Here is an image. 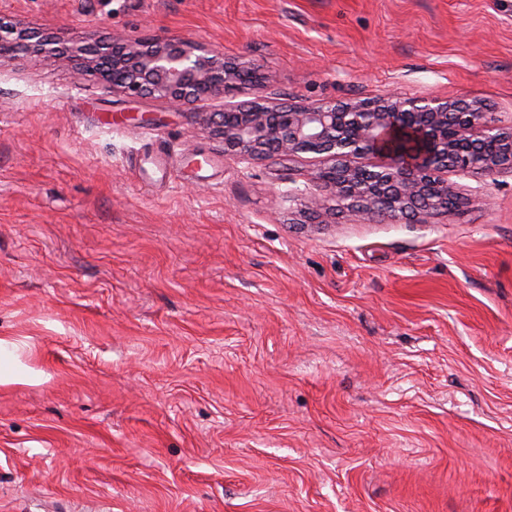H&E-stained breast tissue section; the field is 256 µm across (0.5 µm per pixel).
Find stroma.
<instances>
[{"instance_id":"stroma-1","label":"stroma","mask_w":512,"mask_h":512,"mask_svg":"<svg viewBox=\"0 0 512 512\" xmlns=\"http://www.w3.org/2000/svg\"><path fill=\"white\" fill-rule=\"evenodd\" d=\"M84 45L189 38L273 103L512 114V0H0ZM0 63V512H512V173L364 222L205 113ZM147 112L146 124L130 122Z\"/></svg>"}]
</instances>
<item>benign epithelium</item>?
<instances>
[{"mask_svg": "<svg viewBox=\"0 0 512 512\" xmlns=\"http://www.w3.org/2000/svg\"><path fill=\"white\" fill-rule=\"evenodd\" d=\"M21 53L34 65L79 61L114 92L159 98L175 108L230 88L248 90L251 99L208 113V123L224 139V151L246 161L299 154L327 159L330 165L312 171L300 190L313 212L320 192L328 190L368 222L382 216L422 221L436 212L451 218L461 198L443 177L448 169L512 172V127L504 128L501 117L477 100L386 95L275 107L264 95L273 75L261 76L184 39L97 41L67 51L53 39L34 41L0 24V59L9 62ZM360 155L377 163H353Z\"/></svg>", "mask_w": 512, "mask_h": 512, "instance_id": "1", "label": "benign epithelium"}]
</instances>
